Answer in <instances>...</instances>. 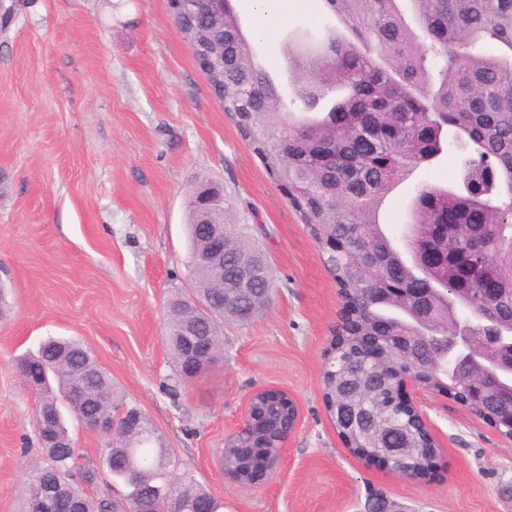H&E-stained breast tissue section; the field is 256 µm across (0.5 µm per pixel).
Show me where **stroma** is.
<instances>
[{
  "mask_svg": "<svg viewBox=\"0 0 512 512\" xmlns=\"http://www.w3.org/2000/svg\"><path fill=\"white\" fill-rule=\"evenodd\" d=\"M0 512H16L43 464L37 397L14 370L49 336L93 352L125 402L156 426L220 512H360L381 493L395 512H512V442L455 401L422 408L444 445L439 469L402 480L354 457L326 410L320 376L342 310L321 252L202 76L168 0H0ZM257 62L299 112L283 47L320 49L341 29L325 0H282L268 38L233 0ZM251 214L273 272L271 304L224 326V363L190 382L164 339L176 291H190L187 201L197 176ZM460 185L455 153L398 183L377 213L397 233L418 183ZM291 393L301 423L284 463L252 490L225 479L220 451L249 395Z\"/></svg>",
  "mask_w": 512,
  "mask_h": 512,
  "instance_id": "1",
  "label": "stroma"
}]
</instances>
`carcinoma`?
<instances>
[{"mask_svg":"<svg viewBox=\"0 0 512 512\" xmlns=\"http://www.w3.org/2000/svg\"><path fill=\"white\" fill-rule=\"evenodd\" d=\"M346 34L328 37L318 54L292 58L296 100L305 112L341 88L345 97L328 112L301 122L286 108L279 89L261 69L233 11L225 0L224 16L208 13L204 0H184L185 11L198 27L210 28L211 46L224 52L204 58L198 43L191 44L202 69L215 73V92L225 114L252 148L268 176L288 183V203L299 214L308 234L322 245L325 239L347 243L343 252L323 250L340 296L351 313V325L331 345L333 354L322 375L327 412L336 420V407L355 401L380 424H399L410 436L415 451L408 469L423 475L439 467L440 454L409 413L391 406L395 386L390 354L374 370V380L348 384L356 378L358 346L378 328L394 336H410L418 343L416 311L401 297L392 272L403 277H425L445 284L430 298L427 323L439 332L460 319L459 309L448 306L449 289L477 291L487 277L498 280L506 302L490 303L485 311L498 320L503 344L512 343V0H408L402 13L397 0H325ZM458 149L462 190L432 183L416 186L411 203L410 232L397 237L385 233L375 214L394 186L417 167L444 151ZM203 215L188 211L187 266L193 288L169 302L166 343L180 378L188 370L201 371L202 362L185 355L186 337L179 329L193 323L222 349L224 321L251 322L272 300L276 288L263 252L255 245L250 227L224 204V280L193 263L203 249ZM473 246L471 270L458 271L447 263L427 272L408 260L413 249L437 244ZM256 270L248 290L229 291L239 262ZM26 367L24 382L38 385L37 414L51 417L44 428L60 442L73 440L67 418L89 422L96 411L110 415L125 409L140 416L139 435L107 440L103 465L128 493L121 499L101 495L90 500L92 512H172L193 507V512L218 506L193 483L189 472L173 477L178 460L169 448L155 446L157 429L141 409L117 399L112 378L98 366L80 341L65 337L45 339L34 353L18 358ZM425 384L465 405L505 437L509 424L494 420L492 399L467 402L483 376L477 369L461 376L453 359L419 372L416 365L401 366ZM80 387L81 397L71 396ZM254 411L261 421V436L230 439L224 444V471L248 475L252 454L268 455L288 420V399L259 393ZM351 452L367 458L376 445V431L341 433ZM48 463L35 470L27 483L18 512H36L47 479L59 480V491L88 498L100 473L77 470V457L58 448L43 449Z\"/></svg>","mask_w":512,"mask_h":512,"instance_id":"cac0c4a2","label":"carcinoma"}]
</instances>
